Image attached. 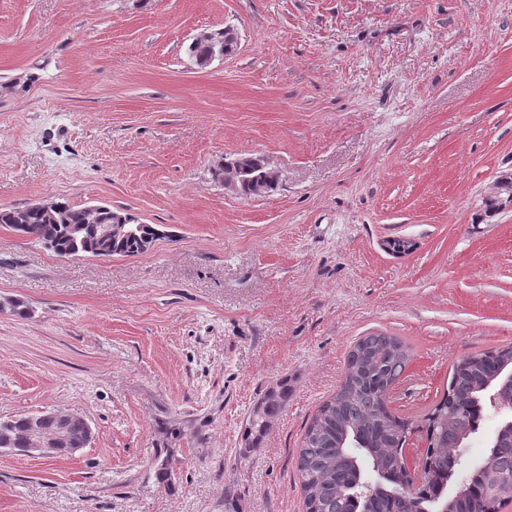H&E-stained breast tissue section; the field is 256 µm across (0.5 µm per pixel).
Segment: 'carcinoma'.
<instances>
[{"mask_svg": "<svg viewBox=\"0 0 512 512\" xmlns=\"http://www.w3.org/2000/svg\"><path fill=\"white\" fill-rule=\"evenodd\" d=\"M224 45V31H211L192 41L189 55L206 62L213 49ZM47 207L0 208V224L17 233L41 239L52 236L51 250L59 256L110 257L143 252L139 236L154 234L152 224L140 225L137 236L116 242L99 237L101 224L112 223V208L95 216L61 198ZM410 362L407 347L394 336L360 338L347 357L344 377L336 393L312 417L301 448L297 470L306 512H500L512 502V428L496 429L485 461L448 490L463 465L469 440L477 433L486 408L512 414L509 389L502 376L512 372V345L458 359L447 392L427 418V448L422 454L421 483L404 486L403 449L412 422L385 409L390 391ZM288 400V388L270 392L253 410L247 436L259 438L269 420ZM28 416L0 420V448L22 453ZM175 449L156 454L152 466L158 480L171 478ZM360 481H350L352 473Z\"/></svg>", "mask_w": 512, "mask_h": 512, "instance_id": "obj_1", "label": "carcinoma"}]
</instances>
